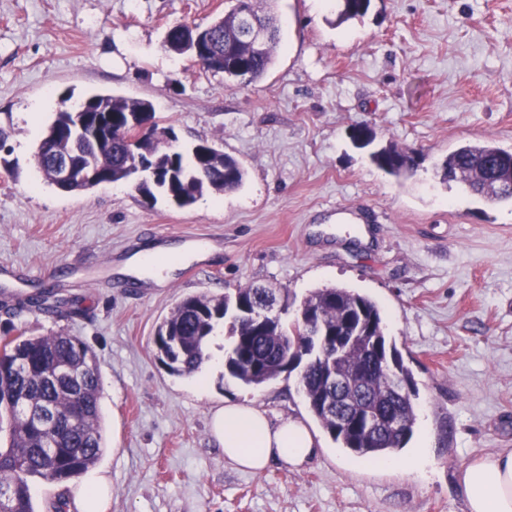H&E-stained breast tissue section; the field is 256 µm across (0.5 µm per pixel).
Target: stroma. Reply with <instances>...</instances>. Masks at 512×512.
<instances>
[{
  "mask_svg": "<svg viewBox=\"0 0 512 512\" xmlns=\"http://www.w3.org/2000/svg\"><path fill=\"white\" fill-rule=\"evenodd\" d=\"M224 0H0V130L15 175L0 168V302L59 282L76 317L0 311L29 335L59 331L92 346L100 374L108 512H465L458 475L469 458L512 448V204L491 206L440 165L487 138L512 151V0H371L336 21L337 0H276L274 65L243 86L163 45L177 22L208 23ZM92 92L153 102L183 146L221 140L247 176L190 207L145 203L132 187L66 193L33 153L58 109ZM42 114L29 126L25 114ZM418 153L396 179L353 146ZM206 234L203 259L172 254L157 286L126 272L147 248ZM246 285L303 300L340 286L379 305L419 389L411 445L424 471L345 453L310 414L296 373L258 388L222 361L227 325L191 376L158 360L159 322L177 299ZM271 418H302L320 443L311 464L261 472L225 460L209 431L224 401Z\"/></svg>",
  "mask_w": 512,
  "mask_h": 512,
  "instance_id": "35a3bbf8",
  "label": "stroma"
}]
</instances>
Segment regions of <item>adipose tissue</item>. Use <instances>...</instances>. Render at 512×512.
<instances>
[{
	"label": "adipose tissue",
	"instance_id": "1",
	"mask_svg": "<svg viewBox=\"0 0 512 512\" xmlns=\"http://www.w3.org/2000/svg\"><path fill=\"white\" fill-rule=\"evenodd\" d=\"M211 430L225 459L257 472L277 459L298 469L318 454V443L298 418L271 420L265 410L228 401L211 416ZM459 484L467 512H512V449L470 458Z\"/></svg>",
	"mask_w": 512,
	"mask_h": 512
}]
</instances>
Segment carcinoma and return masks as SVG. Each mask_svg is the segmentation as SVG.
I'll return each instance as SVG.
<instances>
[{
    "mask_svg": "<svg viewBox=\"0 0 512 512\" xmlns=\"http://www.w3.org/2000/svg\"><path fill=\"white\" fill-rule=\"evenodd\" d=\"M224 16L210 22L216 34V47L224 54V79L248 85L261 79L274 62L281 40V28L276 16L262 12L257 0H229ZM370 0H340L336 24L363 16ZM249 10L268 32L261 47L249 41L243 32L241 13ZM185 23L166 28L168 50L184 53ZM93 109L92 117H101L112 133V149L99 152L86 146L100 171L119 180L126 164L125 141L129 138V116L148 112L156 131H171L156 120L155 108L149 101L121 95L94 94L85 99ZM70 109L57 111L49 128L62 131L58 141L68 145L65 133L72 123ZM141 163L156 171L157 179L141 188L148 198L161 194L193 204L208 189L231 192L244 182L246 171L232 156L220 150L215 142L201 140L189 155L176 154L171 158L157 151L153 137L147 135L138 145ZM369 158L379 169L400 176L415 167L409 152L393 146L370 151ZM203 168L208 178L195 177L194 171ZM443 179L456 181L465 189L491 203L512 202V152L499 148L486 139L460 146L448 154L442 165ZM257 301V290L239 288L233 295L222 297L188 296L181 299L157 329V335L178 340L174 354L176 375L192 374L205 361L207 336L224 321L226 309L234 303L249 305ZM61 301L56 299L52 285H41L28 296L25 309L36 314L52 315ZM303 307L313 311L315 323L325 336L342 331L364 336L367 343L351 348L343 369L347 377L344 391L346 408L369 402L381 416L401 420L397 429L382 427L374 436L363 431L343 428L335 413L325 408L320 398L328 397L329 389L310 365L299 379L309 411L333 440L359 458H381L400 452L411 439L417 421V396L411 371L405 366L396 344L388 341L382 328L379 306L371 298L347 288L325 287L308 296ZM231 349L226 368L231 377L246 386H261L288 371V360L301 358L293 351L306 327L299 321L284 318L266 327H256L250 320L229 317ZM70 365L78 373L67 379H51L48 372L59 365ZM25 397L36 410L45 403L53 405L57 422L43 427L22 419L14 397ZM79 411L84 425L75 430L66 420ZM8 431V446L0 448V489L13 490L17 512H34L29 481L38 477L51 482H67L86 472L103 452L100 415V382L96 360L89 346L76 336L55 333L50 336H28L23 326H11L0 336V432Z\"/></svg>",
    "mask_w": 512,
    "mask_h": 512,
    "instance_id": "cac0c4a2",
    "label": "carcinoma"
}]
</instances>
